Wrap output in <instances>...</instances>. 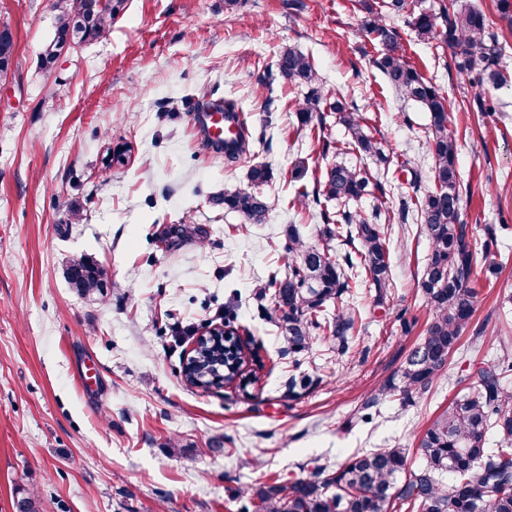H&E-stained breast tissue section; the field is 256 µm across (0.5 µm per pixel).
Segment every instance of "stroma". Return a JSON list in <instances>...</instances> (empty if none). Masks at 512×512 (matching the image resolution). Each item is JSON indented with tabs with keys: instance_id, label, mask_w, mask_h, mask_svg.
<instances>
[{
	"instance_id": "1",
	"label": "stroma",
	"mask_w": 512,
	"mask_h": 512,
	"mask_svg": "<svg viewBox=\"0 0 512 512\" xmlns=\"http://www.w3.org/2000/svg\"><path fill=\"white\" fill-rule=\"evenodd\" d=\"M54 2L0 0L15 42L0 79V512L28 495L37 512H239L248 486L332 472L361 450L407 448L418 466L424 429L512 349V82L478 85L450 48L418 41L414 14L450 0H405L387 22L451 104L462 220L493 246L448 367L411 401L380 399L368 422L361 404L430 321L417 288L429 241L399 212L401 196L434 187L428 116L386 83L382 47L361 32L382 0H125L106 37L47 73ZM287 47L321 79L325 143L298 126L306 87L274 76ZM225 99L251 133L250 154L231 166L202 118ZM338 100L367 117L387 162L347 146ZM337 163L388 180L393 284L382 300L360 287L363 324L346 354L318 337L292 355L259 317L257 293L284 265L289 228L320 244V207L299 201ZM256 164L272 171L260 188L272 209L248 224L215 198L249 187ZM82 257L109 270L103 293L71 288L67 269ZM228 309L260 380L195 388L182 377L191 344L169 330L223 323ZM299 373L311 386L289 389Z\"/></svg>"
}]
</instances>
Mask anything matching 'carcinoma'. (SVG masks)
<instances>
[{"mask_svg":"<svg viewBox=\"0 0 512 512\" xmlns=\"http://www.w3.org/2000/svg\"><path fill=\"white\" fill-rule=\"evenodd\" d=\"M124 0H57L56 35L45 46L41 64L48 70L60 50L68 45L107 36ZM445 24L421 12L412 21L416 35L438 41L454 50L457 70L480 83L499 86L508 82L499 69L502 47L499 32L492 29L479 10L451 0L444 8ZM367 36L384 47L376 64L387 83L403 97L420 103L429 112L424 130L433 159L432 178L439 190L403 201L415 212L416 221L430 243L427 263L418 283L431 322L418 345L408 355L402 370L391 377L360 411L394 391L409 400L427 391L448 364L461 335L472 319L479 294L473 286L478 264L489 258V243L469 236L461 221V195L457 171V140L448 131V102L398 53L397 31L380 16L365 23ZM13 36L0 30V72H8L13 55ZM278 77L309 88L295 112L301 128L317 129L320 92L316 70L306 55L284 50L276 61ZM335 111L348 131L349 144L369 156L382 154L381 144L365 131L362 117L336 102ZM244 134L233 148H224V162L233 165L250 151ZM271 179L264 164L250 169L252 188L226 190L217 199L224 209L239 213L249 224L266 223L271 205L256 188ZM387 195L385 183L344 164L328 168L320 181L328 201L348 203L364 195L369 184ZM322 244L310 245L299 232L288 230L284 269L274 271L259 292L262 316L274 324L288 344V352H301L313 338L322 336L345 354L349 351L358 321L351 304L334 313L330 304L363 283L375 288L382 300L390 288L391 267L386 243L390 218L381 206L371 215L358 210L336 209L320 213ZM69 284L80 295L101 291L109 283L108 270L89 258L74 262ZM201 366L224 362V381L232 383L246 362L239 348L216 344L201 353ZM512 374V354L504 352L494 365L480 372L477 389L457 398L439 414L420 437L417 452L422 463L413 468L404 448H379L353 454L332 473L320 477L260 483L246 492L242 512H512V393L502 381ZM502 437L503 445L489 448L488 435ZM450 480H445V475Z\"/></svg>","mask_w":512,"mask_h":512,"instance_id":"1","label":"carcinoma"}]
</instances>
